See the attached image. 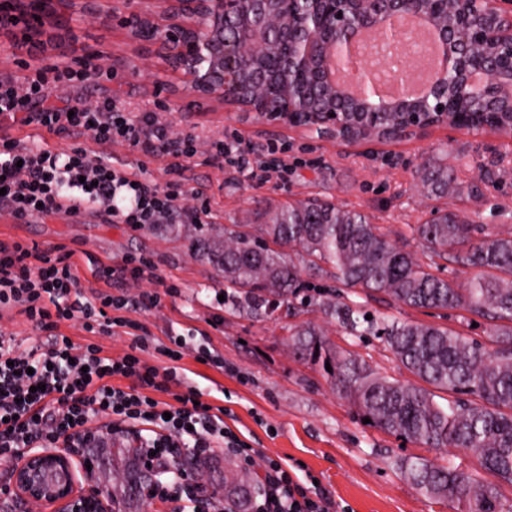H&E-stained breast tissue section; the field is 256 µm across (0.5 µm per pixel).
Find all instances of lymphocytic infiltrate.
Returning <instances> with one entry per match:
<instances>
[{
  "mask_svg": "<svg viewBox=\"0 0 512 512\" xmlns=\"http://www.w3.org/2000/svg\"><path fill=\"white\" fill-rule=\"evenodd\" d=\"M97 76L85 58L30 66L21 76L1 77L0 116L13 118L29 111L47 132L87 134L98 147L121 143L146 155L160 147L177 156L194 155L193 135L172 138L168 124L155 113L131 115L111 98L93 104L77 101L67 108L48 105L60 88ZM238 143L233 133L217 140L215 163L246 166L251 179L260 183L287 170L284 162L245 160ZM171 173L172 181L161 188L132 181L96 151L75 147L64 153L0 136V205L20 224L55 211L77 217L87 209L100 213L107 223L134 230L163 223L177 211L187 223H201L205 208L181 205L182 166L173 165ZM73 256L70 250L0 240V311L17 310L47 337L45 345L23 350L14 337L0 333V459L13 460L60 441L92 444L90 423L108 418L114 429L135 433L155 466L171 464L187 450L207 458L219 448L243 466L253 465L255 448L225 425L224 409L205 401L197 387L182 383L177 368L183 358L181 341H174L169 350V367L161 369L142 359V326L121 317L120 311L156 307L158 292H142L134 301L108 293L83 299ZM72 320L80 321L91 342L79 345L60 333L61 323ZM112 326L136 333L129 352L116 358L105 355L93 341ZM299 469L296 462L265 458L255 512H350L349 506L335 504L312 474H300Z\"/></svg>",
  "mask_w": 512,
  "mask_h": 512,
  "instance_id": "lymphocytic-infiltrate-1",
  "label": "lymphocytic infiltrate"
}]
</instances>
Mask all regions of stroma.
<instances>
[{"label":"stroma","instance_id":"1","mask_svg":"<svg viewBox=\"0 0 512 512\" xmlns=\"http://www.w3.org/2000/svg\"><path fill=\"white\" fill-rule=\"evenodd\" d=\"M95 7V20L64 22L41 49L16 45L11 36L1 34L0 75L22 74L27 64L50 66L100 56V78L53 94L49 105L62 107L75 99L93 104L110 97L131 114L156 113L174 135L193 131L196 152L190 158L179 160L164 150L147 157L120 144L109 147L107 154L115 168L160 187L170 179V166L182 164L189 191L182 204L190 208L206 202L208 223L260 224L266 212L318 199L365 214L397 245L415 253L421 246L414 229L429 220L436 207L455 211L489 232L512 228V138L489 130L438 127L421 139L354 143L300 129L266 128L244 112L201 111L189 93L170 100L176 77L161 58L141 52L113 22L112 0H96ZM0 129L60 151L94 146L90 136L76 141L61 138L17 119L1 120ZM228 131L238 134L251 155L275 148L277 157L288 161L287 173L260 185L245 170L214 165L212 145ZM428 162L447 165L451 176L447 197L431 196L423 188L421 172ZM196 190L202 191V199L193 198ZM0 239L75 250L81 292L89 299L105 289L92 272L94 265L118 262L127 255L143 257L172 289L159 306L127 313L147 331L144 359L167 366L161 346L170 337H185L183 381L202 390L211 404L230 409L226 424L249 438L261 455L303 463L331 498L349 505L352 512H461L458 504L421 495L399 465L411 457L433 460L445 455L469 470L476 465L472 454L456 448L444 454L405 443L364 423L353 399L332 384L321 365L295 356L289 348L291 326L309 322L337 350L380 375L412 381V374L381 339L349 335L317 309L296 316L281 309L267 317L225 305L219 300L224 288L215 270L192 257L186 236L167 233L157 225L135 231L124 224L105 223L93 211L77 218L57 212L19 224L0 206ZM365 307L402 321L442 322L484 345L492 343L487 320L463 309L449 311L442 319L435 312L388 300H371ZM204 353L218 357L219 365L201 363Z\"/></svg>","mask_w":512,"mask_h":512}]
</instances>
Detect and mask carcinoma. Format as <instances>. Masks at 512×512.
Listing matches in <instances>:
<instances>
[{
    "mask_svg": "<svg viewBox=\"0 0 512 512\" xmlns=\"http://www.w3.org/2000/svg\"><path fill=\"white\" fill-rule=\"evenodd\" d=\"M421 180L432 194L448 195V167L429 164ZM214 231L209 224L193 225L189 249L217 271L224 296L236 299L237 308L273 312L284 306L297 315L317 307L353 336L381 338L417 378L416 384L401 383L379 375L329 346L310 323L292 329L289 347L304 359L329 363L334 385L354 398L373 426L429 448H458L477 460L470 472L449 461L404 460L401 472L414 488L429 499L463 500L468 512H512V502L498 491V483H512V232L486 233L448 211L413 228L431 255L472 270L456 285L365 215L328 202L311 209L290 205L262 224H231L219 237ZM318 276L415 310L463 308L490 321L496 348L441 325L368 319L345 294L311 284L309 278ZM112 459L124 462L130 474L129 487H112V512H142L143 489L153 475L145 471L140 450L115 448ZM174 467L206 476L214 462L189 454ZM259 489L248 474L226 478L224 500L234 512H249Z\"/></svg>",
    "mask_w": 512,
    "mask_h": 512,
    "instance_id": "1",
    "label": "carcinoma"
}]
</instances>
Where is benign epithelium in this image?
Masks as SVG:
<instances>
[{
	"instance_id": "benign-epithelium-1",
	"label": "benign epithelium",
	"mask_w": 512,
	"mask_h": 512,
	"mask_svg": "<svg viewBox=\"0 0 512 512\" xmlns=\"http://www.w3.org/2000/svg\"><path fill=\"white\" fill-rule=\"evenodd\" d=\"M92 0H0V32L42 45L62 24V9ZM158 11L131 10L112 0V20L138 47L161 56L195 98L197 108L221 105L265 125L317 130L340 141L423 137L441 126L489 129L512 136V0H157ZM418 17L441 49L436 81L417 97L380 100L354 96L336 82L331 59L343 58L366 30L396 39L390 20ZM279 20L271 41L267 23ZM277 57L276 73L266 58ZM457 84L476 88L483 108L452 96ZM374 112L398 114L395 126L363 122ZM64 445L30 452L11 465L10 482L26 512H112V497L76 488L72 456Z\"/></svg>"
}]
</instances>
